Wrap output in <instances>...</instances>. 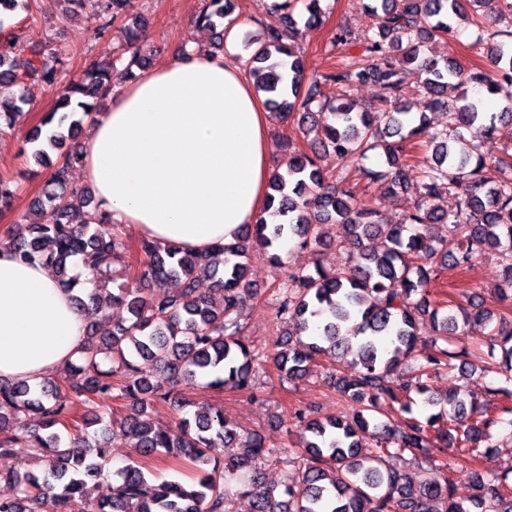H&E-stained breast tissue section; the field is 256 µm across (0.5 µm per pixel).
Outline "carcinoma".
<instances>
[{"instance_id": "carcinoma-1", "label": "carcinoma", "mask_w": 512, "mask_h": 512, "mask_svg": "<svg viewBox=\"0 0 512 512\" xmlns=\"http://www.w3.org/2000/svg\"><path fill=\"white\" fill-rule=\"evenodd\" d=\"M306 11L304 24L322 22L319 0H281L286 13L279 24L263 27V36L248 44L249 74L269 109L291 116L302 110L301 124L315 125L316 114L330 122L307 148L288 159L286 173L269 184L267 210L276 223L261 218L243 225L231 243L208 252H192L176 244L160 246L142 240L144 261L134 285L129 278L130 245L119 232L105 239L73 224L74 214L91 202L90 193L69 178L77 152L63 151L66 141L83 122L100 114V102L112 91V70L126 62L125 74L142 68L137 23L121 29V53L90 69L79 82L62 87L54 109L43 124L53 126L47 138L60 151L55 162L44 148L32 153L39 165H52L47 187L30 210L52 207L54 222L18 224L4 241L19 260L56 269L58 280L73 292L77 307L90 313L108 311L112 334L99 341L88 327L76 362L63 381L52 377L35 386L0 379V456L25 460L41 457L45 475L0 472V482L16 488L15 496L0 499V512H231L230 483L252 497V512H512V489L505 477L475 472L478 494L473 508L457 501L449 481L414 483L395 469H382V455L405 453L425 463L446 448L461 447L472 462L491 448L495 431L503 428L512 439V328L486 333L487 352L475 358L468 349H453L457 337L481 332L492 322L489 311L475 304L441 312L430 286L447 270L470 269L473 261L492 251L500 267V297L512 299V178L502 175L512 163H487L464 132L490 134L496 122L512 117V29L487 32L496 78L480 68H466L453 56L427 54L429 44L455 37V24L487 4V0H368L374 19L363 35L344 27L331 37L333 45H352L359 52L325 73H307L302 56L287 42L297 30L293 16L298 2ZM62 15H92L108 30L123 16L131 0H58ZM231 0H203L196 23L214 29L224 25ZM421 75L414 92L403 74ZM63 62L52 53L27 51L15 38L0 41V121L12 125L23 113L22 94L30 83L53 85L61 79ZM372 82L383 91L379 106L359 112L346 90ZM334 92L326 94L324 88ZM505 102L499 113L487 112L483 98ZM447 114V125L430 131L427 112ZM432 148L420 165L407 146ZM336 156V172L320 166L321 153ZM384 159L385 168L363 166L370 155ZM378 184L385 193L413 188L422 199L445 188L457 198L447 212L419 204L398 223L358 199V178ZM419 181L409 183L412 173ZM19 184L0 174V213L11 209ZM339 224L338 237L347 261L337 270L308 273L289 268L277 287V319L296 326L294 336L277 341L273 356L277 370L289 380L307 377L326 360L336 366L337 389L356 402L351 417L310 416L295 410L289 424L299 428L305 470L283 484L279 493L265 489L258 466L278 457L257 434L238 440L236 429L224 421L223 410L197 407L192 417L179 418L162 428L155 412L161 402H178V395L200 379L212 389L256 394L259 354L249 346L240 323L246 303L256 295L248 277L249 252L266 251L282 263L277 247L295 241L301 247L323 244L318 228ZM385 233L383 250L367 251L365 241ZM210 280L213 293L199 292ZM164 284L153 294L146 285ZM428 318L444 346L417 362L415 345L419 322ZM417 372L416 386L394 381L402 367ZM466 367L494 374L498 386L482 411L468 407L459 387L441 400L427 380ZM132 402L123 434L143 457L165 453L184 456L196 466L193 482L150 480L146 463L133 460L117 472L112 496L93 499L86 478H106L107 450L91 440L77 418L109 430L105 402L112 391ZM439 408L421 421L413 416L416 403ZM38 419L39 429L22 431L18 420ZM213 448H239L224 455V464L207 469ZM439 501L437 511L431 503Z\"/></svg>"}]
</instances>
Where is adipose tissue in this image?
I'll return each mask as SVG.
<instances>
[{
	"instance_id": "ef3b65f1",
	"label": "adipose tissue",
	"mask_w": 512,
	"mask_h": 512,
	"mask_svg": "<svg viewBox=\"0 0 512 512\" xmlns=\"http://www.w3.org/2000/svg\"><path fill=\"white\" fill-rule=\"evenodd\" d=\"M272 117L253 80L192 49L115 92L81 142L103 209L141 236L195 251L266 213ZM85 315L42 265L0 245V378L39 382L76 358Z\"/></svg>"
}]
</instances>
